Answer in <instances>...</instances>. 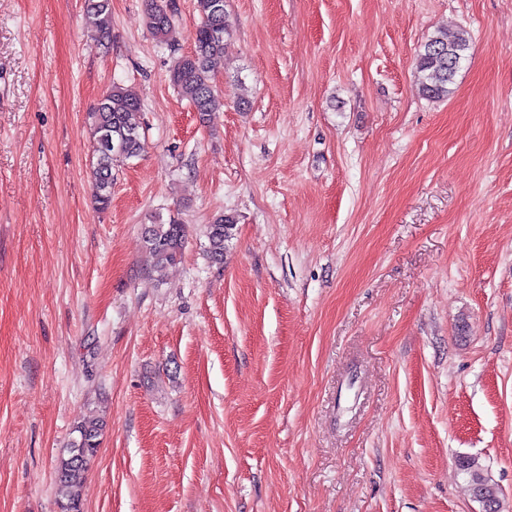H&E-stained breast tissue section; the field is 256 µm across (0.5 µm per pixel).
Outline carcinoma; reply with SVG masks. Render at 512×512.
Wrapping results in <instances>:
<instances>
[{
  "mask_svg": "<svg viewBox=\"0 0 512 512\" xmlns=\"http://www.w3.org/2000/svg\"><path fill=\"white\" fill-rule=\"evenodd\" d=\"M166 0H147L146 26L161 43L172 41L174 24L166 14ZM224 0H197L200 21L191 34L193 50L176 61L170 70L169 80L178 94L189 102L202 121L221 106L214 89L211 66L214 60L228 52L232 23L225 10H216ZM85 11L92 17L94 35L104 44L112 39L111 0H84ZM471 49L467 32L454 35L438 31L418 51L416 74L419 89L430 99L448 97L454 76ZM142 112L141 99L119 83H114L99 99L89 114L91 139L100 143L92 152L91 177L95 202L102 209L112 200L113 169L119 164L138 158L145 151V135L139 122ZM236 224L229 215L216 216L207 225L206 237L209 253L215 262L224 256L225 241L231 238ZM186 226L175 219L167 223L147 224L144 227V244L150 269L163 275L178 264L183 255ZM101 424L88 420L74 427L76 436L67 447V457L61 459L55 472V494L61 512H81L80 487L88 461L100 445ZM465 475L469 490L482 505V512H500L499 489L480 458L463 455L457 459Z\"/></svg>",
  "mask_w": 512,
  "mask_h": 512,
  "instance_id": "cac0c4a2",
  "label": "carcinoma"
}]
</instances>
